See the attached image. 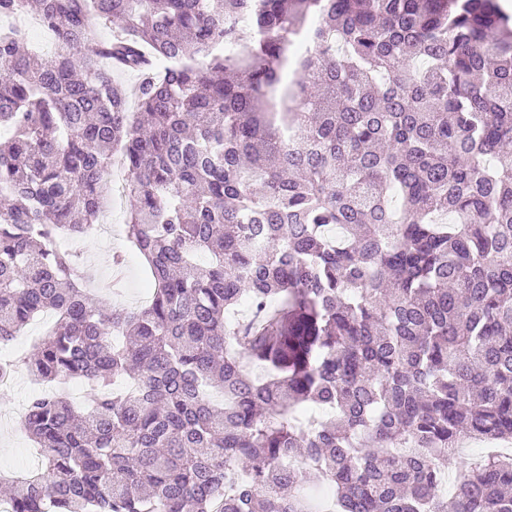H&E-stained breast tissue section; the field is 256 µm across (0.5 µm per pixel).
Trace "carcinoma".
<instances>
[{"label":"carcinoma","instance_id":"cac0c4a2","mask_svg":"<svg viewBox=\"0 0 512 512\" xmlns=\"http://www.w3.org/2000/svg\"><path fill=\"white\" fill-rule=\"evenodd\" d=\"M18 13L56 46L0 25V344L54 313L20 363L92 392L28 399L44 470L11 512H312L305 484L334 512H512L511 451L448 473L464 438H512L497 0H0ZM116 161L152 297L107 312L53 241L89 234Z\"/></svg>","mask_w":512,"mask_h":512}]
</instances>
